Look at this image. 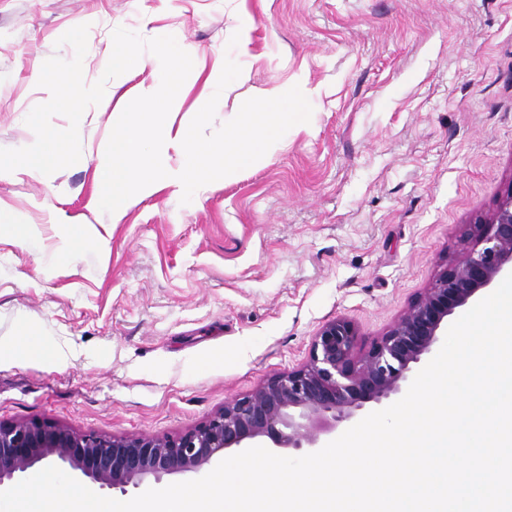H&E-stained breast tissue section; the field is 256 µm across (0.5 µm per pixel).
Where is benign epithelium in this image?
I'll return each instance as SVG.
<instances>
[{"label":"benign epithelium","mask_w":512,"mask_h":512,"mask_svg":"<svg viewBox=\"0 0 512 512\" xmlns=\"http://www.w3.org/2000/svg\"><path fill=\"white\" fill-rule=\"evenodd\" d=\"M512 273V185L487 215L465 225L457 252L429 287L364 353L345 318L325 322L309 360L224 402L177 436L105 434L46 421L0 422V487L45 463H60L103 489L127 492L165 475L202 472L229 448L268 443L315 448L370 403L399 393L413 366L431 353L448 320Z\"/></svg>","instance_id":"benign-epithelium-1"}]
</instances>
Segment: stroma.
Segmentation results:
<instances>
[{"mask_svg": "<svg viewBox=\"0 0 512 512\" xmlns=\"http://www.w3.org/2000/svg\"><path fill=\"white\" fill-rule=\"evenodd\" d=\"M82 24L88 83L116 27L176 38L193 72L175 125L214 95L219 126L294 86L312 116L191 203L165 189L113 222L98 168L125 102L161 78L146 52L85 110L78 163L0 179V208L36 232L0 233V344L30 329L67 356L0 362L1 422L174 436L304 363L328 320L368 348L512 185V0H0V148L31 140L32 69L72 59L58 40ZM228 58L242 72L218 95L203 77ZM52 212L107 249L58 261Z\"/></svg>", "mask_w": 512, "mask_h": 512, "instance_id": "obj_1", "label": "stroma"}]
</instances>
